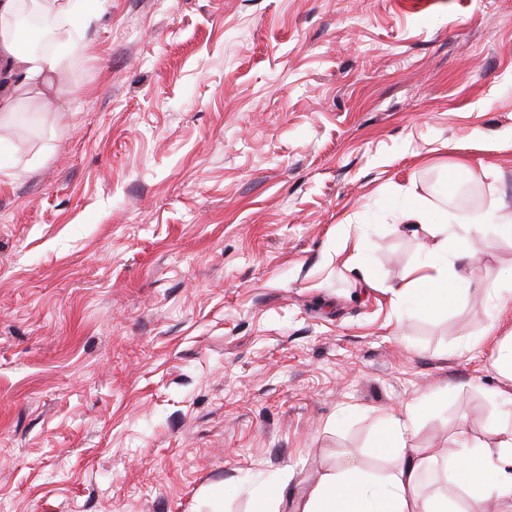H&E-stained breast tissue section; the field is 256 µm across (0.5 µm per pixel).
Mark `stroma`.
I'll list each match as a JSON object with an SVG mask.
<instances>
[{
	"mask_svg": "<svg viewBox=\"0 0 512 512\" xmlns=\"http://www.w3.org/2000/svg\"><path fill=\"white\" fill-rule=\"evenodd\" d=\"M74 38L60 111L0 130V512H252L385 471L421 401L422 492L458 497L512 240L430 316L397 213L512 211V0H106Z\"/></svg>",
	"mask_w": 512,
	"mask_h": 512,
	"instance_id": "stroma-1",
	"label": "stroma"
}]
</instances>
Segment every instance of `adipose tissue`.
<instances>
[{"label":"adipose tissue","instance_id":"1","mask_svg":"<svg viewBox=\"0 0 512 512\" xmlns=\"http://www.w3.org/2000/svg\"><path fill=\"white\" fill-rule=\"evenodd\" d=\"M32 8L52 14L63 35L54 52L23 50L18 17L19 0H0V129L10 126L14 101L19 94L52 88L63 74L74 42L73 15L90 23L104 10V0H30ZM405 224L418 225L432 240L431 257L422 261L399 285L398 296L418 299L427 313L447 309L459 301L466 285L464 271L475 258L474 238L495 227L499 236L512 239V212L488 211L464 215L449 223L448 214L418 203L406 205L399 214ZM502 419L492 433L493 446L475 441L466 423H459L453 442L459 452L448 470L461 487L462 500L444 494L423 496L421 473L430 457L428 449L409 447L417 430L421 408L406 407L383 418L381 440L391 458L383 476L365 474L357 461L330 469L294 503V512H469L468 503L490 502L494 512H512V393L497 392Z\"/></svg>","mask_w":512,"mask_h":512}]
</instances>
